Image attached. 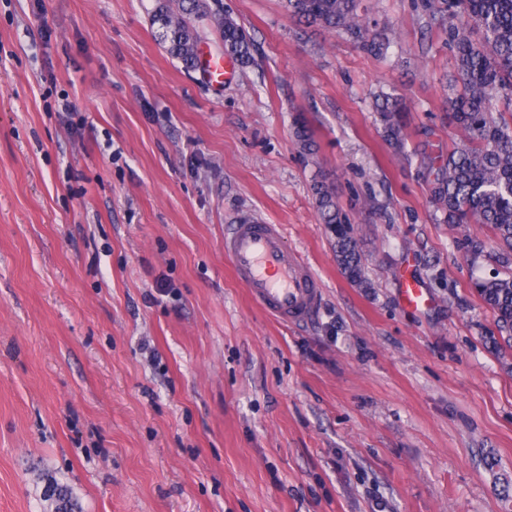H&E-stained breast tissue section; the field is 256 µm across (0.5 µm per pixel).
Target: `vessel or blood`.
Segmentation results:
<instances>
[{"label":"vessel or blood","mask_w":512,"mask_h":512,"mask_svg":"<svg viewBox=\"0 0 512 512\" xmlns=\"http://www.w3.org/2000/svg\"><path fill=\"white\" fill-rule=\"evenodd\" d=\"M201 67L215 83L229 78L232 66L220 57H205ZM224 254L251 298L283 322L304 323L314 315L321 284L302 256L288 248L277 225L254 220L233 224L224 235ZM401 300L411 309L430 307L426 290L407 271H399Z\"/></svg>","instance_id":"vessel-or-blood-1"}]
</instances>
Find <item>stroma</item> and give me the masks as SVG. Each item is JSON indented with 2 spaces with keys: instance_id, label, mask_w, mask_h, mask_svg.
<instances>
[{
  "instance_id": "stroma-1",
  "label": "stroma",
  "mask_w": 512,
  "mask_h": 512,
  "mask_svg": "<svg viewBox=\"0 0 512 512\" xmlns=\"http://www.w3.org/2000/svg\"><path fill=\"white\" fill-rule=\"evenodd\" d=\"M223 2L256 51L216 84L160 48L154 0H0V512H54L53 486L78 512H512V349L472 287L492 235L444 223L426 173L455 140L442 27L361 0L397 33L377 57L286 0ZM381 92L410 107L400 155ZM316 177L369 287L336 262ZM243 212L321 281L308 322L237 280ZM401 267L431 309L403 307ZM311 189L320 219L333 239L336 260L342 273L351 283L367 287L365 260L352 235L349 218L336 200V194L323 180H315Z\"/></svg>"
}]
</instances>
